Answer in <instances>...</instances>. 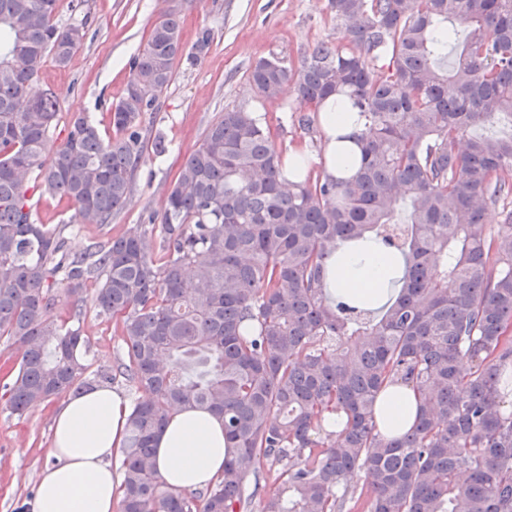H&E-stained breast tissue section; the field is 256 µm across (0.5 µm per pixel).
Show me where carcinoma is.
Masks as SVG:
<instances>
[{"label": "carcinoma", "mask_w": 512, "mask_h": 512, "mask_svg": "<svg viewBox=\"0 0 512 512\" xmlns=\"http://www.w3.org/2000/svg\"><path fill=\"white\" fill-rule=\"evenodd\" d=\"M57 0H0V335L23 347L0 387L19 416L65 393L123 378L142 393L121 449V512H512V0H328L341 36L300 61L251 64L258 96L292 84L298 128L355 112L336 136L356 170L316 172L301 151L282 174L266 116L227 108L180 166L161 215L71 252L33 214L36 195L76 206L74 223L110 224L126 206L158 108L190 51L178 7L153 24L112 106L113 134L88 117L57 129L40 86L64 67L80 26ZM455 58L448 64V46ZM401 256L381 307L329 299L325 261L341 246ZM95 286L97 314L120 327L125 357L87 381L81 311L53 316L55 290ZM401 381L430 396L414 426L376 432L377 397ZM210 412L230 441L204 491L163 488L156 435L175 406ZM345 426L323 430L326 412ZM371 477L370 496L348 485ZM254 478L247 491L248 478Z\"/></svg>", "instance_id": "1"}]
</instances>
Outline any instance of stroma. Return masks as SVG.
Returning a JSON list of instances; mask_svg holds the SVG:
<instances>
[{"instance_id": "1", "label": "stroma", "mask_w": 512, "mask_h": 512, "mask_svg": "<svg viewBox=\"0 0 512 512\" xmlns=\"http://www.w3.org/2000/svg\"><path fill=\"white\" fill-rule=\"evenodd\" d=\"M59 0L60 25H84L82 47L67 67L46 63L40 84L57 97L62 118L82 113L101 130L110 131V107L122 95L130 77L128 61L142 49L153 23L173 0H81L71 9ZM328 0H184L181 6L182 39L193 45L200 28H210L212 43L196 64L180 63L156 111L146 113L142 126L149 136H163L168 149L156 153L145 147L138 163L133 193L111 223L77 224L72 203L48 196L34 202L45 224L64 225L71 251L93 242L122 235L148 214L161 213L167 193L184 158L200 144L208 125L225 108L245 105L266 113L277 126L278 145L288 148L305 137L292 124L298 110L295 91L277 100L260 99L249 81V67L269 52L291 58L307 54L318 42L337 37ZM55 316L68 318L81 310V329L91 345L87 376L112 369L122 352L112 322L96 313L93 289L72 297L57 289ZM59 399H51L18 416L0 399V512H31L40 474L53 462L52 423Z\"/></svg>"}]
</instances>
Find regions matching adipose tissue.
I'll use <instances>...</instances> for the list:
<instances>
[{"mask_svg": "<svg viewBox=\"0 0 512 512\" xmlns=\"http://www.w3.org/2000/svg\"><path fill=\"white\" fill-rule=\"evenodd\" d=\"M399 261L379 247L346 253L332 268V296H377L396 277ZM423 398L411 387L390 384L375 407L379 432L405 433ZM131 412L128 398L106 385L71 394L55 412L52 447L56 461L41 474L33 512H119L121 479L108 459L122 448ZM224 423L203 412L174 410L155 441V461L170 489H199L224 469Z\"/></svg>", "mask_w": 512, "mask_h": 512, "instance_id": "adipose-tissue-1", "label": "adipose tissue"}]
</instances>
